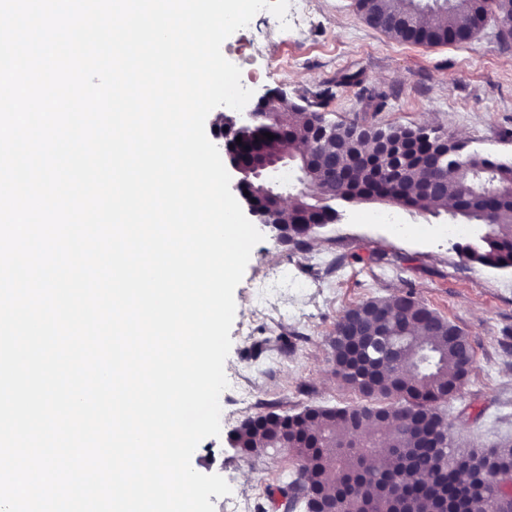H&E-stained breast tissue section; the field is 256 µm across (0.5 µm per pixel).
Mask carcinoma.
Segmentation results:
<instances>
[{
    "instance_id": "obj_1",
    "label": "carcinoma",
    "mask_w": 512,
    "mask_h": 512,
    "mask_svg": "<svg viewBox=\"0 0 512 512\" xmlns=\"http://www.w3.org/2000/svg\"><path fill=\"white\" fill-rule=\"evenodd\" d=\"M363 21L405 43L443 45L472 38L480 16L490 9L512 22V0H357ZM432 22H422L425 12ZM319 103L303 106L271 97L259 109L280 113L273 128L246 121L234 136L262 140L311 171V186L295 195L289 209L277 206L260 183L246 186L257 212L279 225L278 238L302 245L315 227L340 217L337 206L354 202H396L423 210L429 201H452L449 212L480 228L479 237L461 248L467 262L481 267H512V198H491L495 188L512 186V163L470 149L467 143L428 126L384 127V152L351 135L354 121H338L330 138L336 148V183L318 192L319 158L326 141L309 143L322 122ZM275 135L269 140L265 133ZM444 164L435 167L429 157ZM386 336L400 361L382 376L371 364L351 370V338ZM333 372L341 384L373 400L342 408L307 407L288 415L257 414L234 431L246 455L284 448L301 462L297 476L285 482L296 497L311 493L335 499L341 512H445L454 501L495 499L512 512V444L479 449L458 457L448 443L450 423L440 409L461 388L473 363L468 337L408 291L398 299L372 298L346 309L330 338ZM394 452L378 465L359 471L370 448Z\"/></svg>"
}]
</instances>
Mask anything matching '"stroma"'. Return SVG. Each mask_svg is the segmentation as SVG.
I'll return each instance as SVG.
<instances>
[{
  "label": "stroma",
  "mask_w": 512,
  "mask_h": 512,
  "mask_svg": "<svg viewBox=\"0 0 512 512\" xmlns=\"http://www.w3.org/2000/svg\"><path fill=\"white\" fill-rule=\"evenodd\" d=\"M276 23L261 11L222 45L227 60L252 71L246 86L254 98L281 92L295 101L319 92L330 119L431 125L512 161V40L494 24L465 44L400 43L369 27L355 0H307L299 23L286 30ZM447 221L444 212L362 203L345 208L304 251L263 228L234 293L221 433L191 459L197 472L219 474L232 489L216 499L215 512L233 500L246 512H283L279 480L298 462L272 448L243 457L232 431L262 412L358 402L332 372L336 321L364 300L409 288L472 346L469 378L444 406L454 448L463 454L512 441V268L471 265L458 239L426 235Z\"/></svg>",
  "instance_id": "stroma-1"
}]
</instances>
